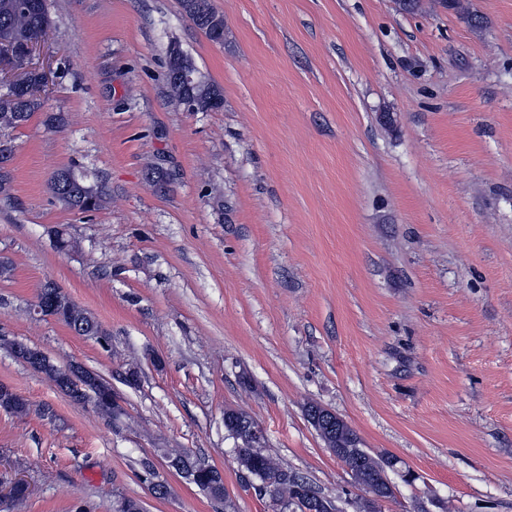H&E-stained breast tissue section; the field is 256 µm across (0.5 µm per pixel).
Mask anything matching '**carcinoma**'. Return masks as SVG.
Wrapping results in <instances>:
<instances>
[{"mask_svg": "<svg viewBox=\"0 0 512 512\" xmlns=\"http://www.w3.org/2000/svg\"><path fill=\"white\" fill-rule=\"evenodd\" d=\"M181 7L195 27L214 43H224V15L211 0H181ZM50 24L46 0H0V40L11 46L12 56L21 61L30 46L38 41ZM18 91H0V131L16 129L26 124L44 106L45 83L37 71H27L19 80ZM167 89L170 98L189 111H208L214 104H223L221 89L198 76L193 58L176 41L168 47ZM49 191L54 199L70 210L81 213L100 210L106 203L107 193L98 185H91L71 169H62L52 175ZM53 294L62 300L59 320L84 336H103L105 332L94 318L77 306L60 287L40 286L37 298ZM309 423L336 457L346 467L354 484L368 497L361 502L364 512H377L379 499L393 495L387 470L393 460L373 455L362 448L357 433L331 410L318 404L306 408ZM252 418L244 412L229 409L224 412V428L235 444L239 471L252 477L253 487L262 498H268L279 512H306L309 494L319 496L318 512H338L335 501L324 495L300 473L284 466L263 452L251 435ZM164 459L169 465L191 466L208 477L198 487L212 497L221 499L226 489L215 477L216 467L192 459L181 452H167Z\"/></svg>", "mask_w": 512, "mask_h": 512, "instance_id": "obj_1", "label": "carcinoma"}]
</instances>
